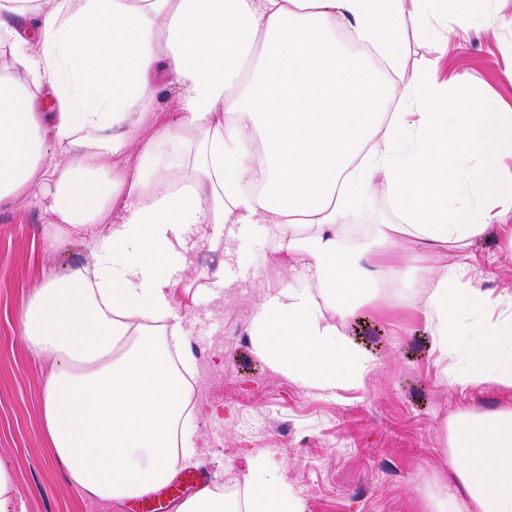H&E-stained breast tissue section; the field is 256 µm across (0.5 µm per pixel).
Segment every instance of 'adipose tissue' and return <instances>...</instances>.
Wrapping results in <instances>:
<instances>
[{
  "mask_svg": "<svg viewBox=\"0 0 512 512\" xmlns=\"http://www.w3.org/2000/svg\"><path fill=\"white\" fill-rule=\"evenodd\" d=\"M492 3L0 0V209L32 197L57 235L95 231L89 262L46 279L20 313L52 363L42 425L70 486L137 499L193 453L177 273L193 250L217 255L223 276L229 231L272 236L294 261L250 321L276 373L361 387L374 360L337 323L390 291L452 386L512 387V294L481 288L470 251L491 228L512 248V112L469 93L466 75L408 64L409 34L447 55ZM166 88L179 92L170 121ZM380 189L391 220L349 244L344 227ZM401 233L456 258L420 266ZM446 445L454 485L425 512H512V407L456 412ZM246 480L245 508L203 489L176 512H305L268 458Z\"/></svg>",
  "mask_w": 512,
  "mask_h": 512,
  "instance_id": "obj_1",
  "label": "adipose tissue"
}]
</instances>
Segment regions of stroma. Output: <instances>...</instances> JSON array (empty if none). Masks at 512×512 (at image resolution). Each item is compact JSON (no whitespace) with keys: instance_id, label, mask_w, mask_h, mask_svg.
<instances>
[{"instance_id":"obj_1","label":"stroma","mask_w":512,"mask_h":512,"mask_svg":"<svg viewBox=\"0 0 512 512\" xmlns=\"http://www.w3.org/2000/svg\"><path fill=\"white\" fill-rule=\"evenodd\" d=\"M492 31L476 27L445 60L471 77L469 89L512 104V0H496ZM223 277L199 254L182 274L173 312L186 320L194 357L195 455L180 471L206 468L216 483L243 482L252 458L284 467L306 512H417L436 480L447 477L450 416L512 405V388L461 391L446 383L432 338L402 303L354 309L341 329L376 361L360 389L321 392L274 373L250 336L251 311L267 289L287 278V255L269 240L240 243ZM485 289L512 292V263L488 231L472 246ZM91 242L54 238L35 200L0 211V465L13 475L8 512H134L121 503L83 498L51 462L40 407L50 364L20 332L19 313L50 276L90 257Z\"/></svg>"}]
</instances>
